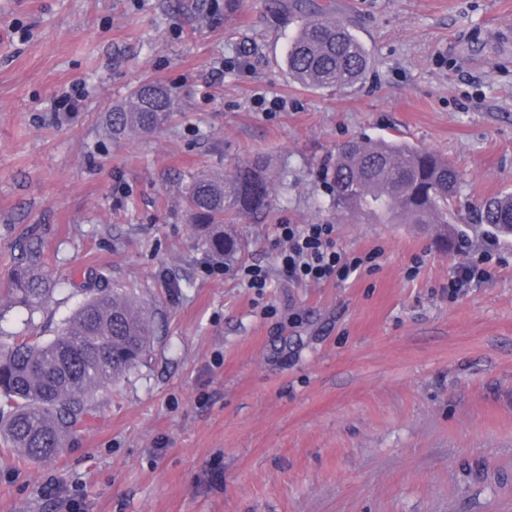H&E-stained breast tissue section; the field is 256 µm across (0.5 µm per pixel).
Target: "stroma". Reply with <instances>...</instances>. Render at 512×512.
<instances>
[{
    "label": "stroma",
    "mask_w": 512,
    "mask_h": 512,
    "mask_svg": "<svg viewBox=\"0 0 512 512\" xmlns=\"http://www.w3.org/2000/svg\"><path fill=\"white\" fill-rule=\"evenodd\" d=\"M332 3L371 59L347 90L290 81L283 0H0V288L31 237L64 283L0 330L51 338L100 271L157 328L57 458L0 440V512H512V238L476 212L512 193V0ZM145 81L171 92L168 121L105 135ZM356 137L456 168L466 221L447 250L332 207L323 170ZM256 156L276 191L237 229L242 264L269 272L259 295L206 275L184 205L192 175ZM280 224L335 225L376 268L288 281ZM463 243L491 275L452 296ZM57 476L61 498L43 497Z\"/></svg>",
    "instance_id": "35a3bbf8"
}]
</instances>
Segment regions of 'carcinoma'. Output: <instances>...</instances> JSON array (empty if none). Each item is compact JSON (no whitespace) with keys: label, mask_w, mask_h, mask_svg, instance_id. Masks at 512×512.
Here are the masks:
<instances>
[{"label":"carcinoma","mask_w":512,"mask_h":512,"mask_svg":"<svg viewBox=\"0 0 512 512\" xmlns=\"http://www.w3.org/2000/svg\"><path fill=\"white\" fill-rule=\"evenodd\" d=\"M285 62L294 82L316 90L352 87L370 64L365 47L329 3L302 13ZM173 104L164 87L144 82L128 103L108 113V129L114 138L152 132L168 120ZM324 178L336 210L381 224H435L442 227L438 237L448 240L459 177L447 159L396 141L352 139L338 149ZM272 195L265 162L252 158L227 175L193 176L185 199L208 252L232 262L245 252L232 226L260 217ZM478 217L512 235V193L484 200ZM21 260L25 264L0 290V319L5 306L32 313L67 286L41 273L37 240L28 241ZM154 337V321L133 290L100 283L60 322L54 338L0 336V436L26 460L57 457L66 438L93 416L94 395L112 391L142 364Z\"/></svg>","instance_id":"obj_1"}]
</instances>
